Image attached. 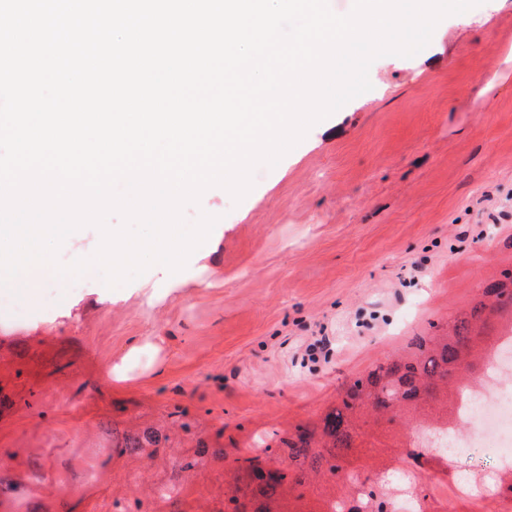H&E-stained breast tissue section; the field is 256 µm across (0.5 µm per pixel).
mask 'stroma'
Returning <instances> with one entry per match:
<instances>
[{
    "instance_id": "35a3bbf8",
    "label": "stroma",
    "mask_w": 512,
    "mask_h": 512,
    "mask_svg": "<svg viewBox=\"0 0 512 512\" xmlns=\"http://www.w3.org/2000/svg\"><path fill=\"white\" fill-rule=\"evenodd\" d=\"M369 79L241 202L185 208L218 221L182 271L63 297L45 275L24 318L0 309V512H224L235 458L287 463L279 435L512 270V0ZM148 427L158 447H124Z\"/></svg>"
}]
</instances>
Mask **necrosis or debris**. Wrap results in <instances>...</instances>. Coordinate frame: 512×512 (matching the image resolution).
Returning <instances> with one entry per match:
<instances>
[{
  "label": "necrosis or debris",
  "mask_w": 512,
  "mask_h": 512,
  "mask_svg": "<svg viewBox=\"0 0 512 512\" xmlns=\"http://www.w3.org/2000/svg\"><path fill=\"white\" fill-rule=\"evenodd\" d=\"M484 387L468 392L460 409L462 432L435 433L427 438L425 456L407 460L391 498L393 512H445L439 498L429 495L424 477L450 471L455 494L462 499L489 497L494 512H512V489H494L493 473L474 468L453 470V463L471 449L495 444L499 469L512 468V339L496 343L483 374Z\"/></svg>",
  "instance_id": "necrosis-or-debris-1"
}]
</instances>
